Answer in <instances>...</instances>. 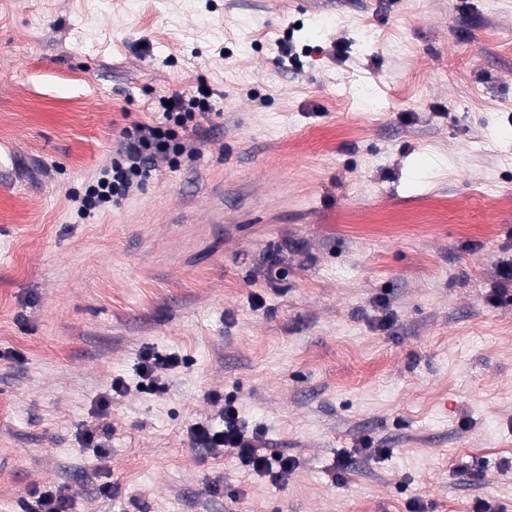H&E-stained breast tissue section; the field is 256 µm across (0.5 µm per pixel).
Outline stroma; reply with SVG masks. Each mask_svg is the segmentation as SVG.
Returning <instances> with one entry per match:
<instances>
[{
    "label": "stroma",
    "mask_w": 512,
    "mask_h": 512,
    "mask_svg": "<svg viewBox=\"0 0 512 512\" xmlns=\"http://www.w3.org/2000/svg\"><path fill=\"white\" fill-rule=\"evenodd\" d=\"M201 85L179 168L79 219L123 131ZM509 263L512 0H0V512L50 482L76 512H512ZM212 393L287 485L191 447ZM365 438L389 456L335 484ZM180 363V359L174 354H159L151 350H145L140 355L139 377L148 380L149 390L155 393H163L166 390L164 383H159V379L153 375L160 370H169L175 368ZM112 436V427L110 425H104L101 428H95L91 430H85L82 436L83 446H92L93 454L96 459L105 458L108 454V450L105 447V441Z\"/></svg>",
    "instance_id": "obj_1"
}]
</instances>
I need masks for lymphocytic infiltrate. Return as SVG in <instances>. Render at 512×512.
Listing matches in <instances>:
<instances>
[{
  "label": "lymphocytic infiltrate",
  "mask_w": 512,
  "mask_h": 512,
  "mask_svg": "<svg viewBox=\"0 0 512 512\" xmlns=\"http://www.w3.org/2000/svg\"><path fill=\"white\" fill-rule=\"evenodd\" d=\"M211 88H197L194 95L171 97L162 108V121L137 124L123 134V144L110 169L88 184L84 194L75 196L77 215L87 218L104 211L112 201L127 197L148 182L158 163L177 168L179 157L188 148L186 135L196 116L211 112ZM218 410L212 419L194 423L188 438L195 448L211 450L230 448L240 469L267 478L271 484H287L297 471L299 462L294 456L267 448L262 432L245 433L239 425V413L232 402L211 395Z\"/></svg>",
  "instance_id": "lymphocytic-infiltrate-1"
}]
</instances>
